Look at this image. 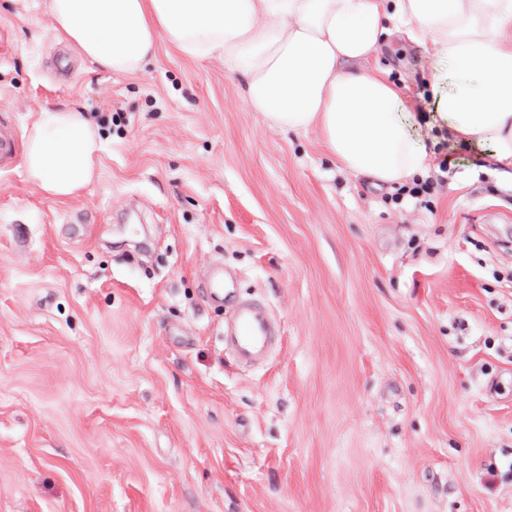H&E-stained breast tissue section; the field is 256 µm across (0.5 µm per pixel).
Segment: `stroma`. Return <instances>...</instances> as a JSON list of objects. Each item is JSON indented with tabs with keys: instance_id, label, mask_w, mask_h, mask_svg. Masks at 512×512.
Instances as JSON below:
<instances>
[{
	"instance_id": "35a3bbf8",
	"label": "stroma",
	"mask_w": 512,
	"mask_h": 512,
	"mask_svg": "<svg viewBox=\"0 0 512 512\" xmlns=\"http://www.w3.org/2000/svg\"><path fill=\"white\" fill-rule=\"evenodd\" d=\"M0 0V113L96 119L100 176L0 172V512H512V184L432 129L430 209L252 111L221 55L77 58ZM430 112V58L373 59ZM234 281L214 296L212 268ZM280 329L224 344L237 304ZM278 340L275 324L259 306L243 303L237 310V325L230 342L239 357L253 360L267 354Z\"/></svg>"
}]
</instances>
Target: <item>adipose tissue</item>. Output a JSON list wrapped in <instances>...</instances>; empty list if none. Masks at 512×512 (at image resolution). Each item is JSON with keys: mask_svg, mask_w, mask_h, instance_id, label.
<instances>
[{"mask_svg": "<svg viewBox=\"0 0 512 512\" xmlns=\"http://www.w3.org/2000/svg\"><path fill=\"white\" fill-rule=\"evenodd\" d=\"M57 32L112 73L142 70L166 42L214 54L246 79L273 126L318 128L338 168L389 189L427 176L432 154L405 93L369 66L404 38L432 61V118L512 180V0H50ZM102 141L75 107L42 108L23 169L66 199L98 177Z\"/></svg>", "mask_w": 512, "mask_h": 512, "instance_id": "adipose-tissue-1", "label": "adipose tissue"}]
</instances>
